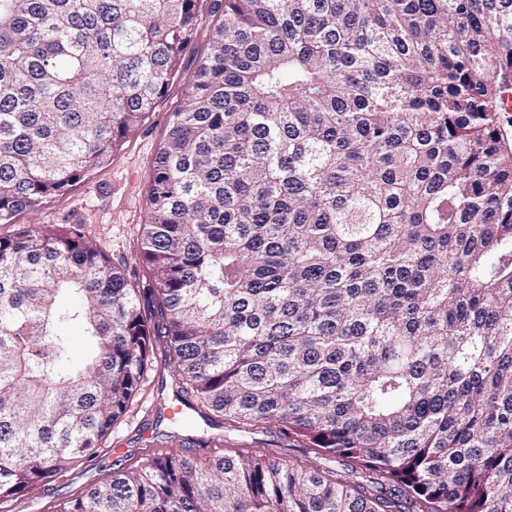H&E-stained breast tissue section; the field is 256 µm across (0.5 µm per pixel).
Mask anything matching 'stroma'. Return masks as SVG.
I'll return each instance as SVG.
<instances>
[{"instance_id":"obj_1","label":"stroma","mask_w":512,"mask_h":512,"mask_svg":"<svg viewBox=\"0 0 512 512\" xmlns=\"http://www.w3.org/2000/svg\"><path fill=\"white\" fill-rule=\"evenodd\" d=\"M197 12L196 34L182 55L176 78L142 124L123 139L111 163L95 169L83 182L47 199L40 207L20 212L11 223L0 224V237L12 236L20 227L33 224L75 226L113 264L124 268L129 280L145 284L146 270L137 255L155 159L168 136L172 114L183 105L198 65L209 51L212 34L222 20V11L214 0H198ZM152 359L139 397L113 424L96 456L15 499L10 504L11 512H54L56 504L85 493L112 472L140 466L146 458L179 446L188 438L199 439V446L192 449L198 457L217 452L245 454L258 448L278 462L330 471L346 469L347 459L317 455L300 439L275 426L254 433L228 429L223 445L204 446L211 428L199 418L193 427L184 428L170 417L169 410L177 403L175 379L164 366L161 347H154Z\"/></svg>"}]
</instances>
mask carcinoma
I'll return each instance as SVG.
<instances>
[{
	"mask_svg": "<svg viewBox=\"0 0 512 512\" xmlns=\"http://www.w3.org/2000/svg\"><path fill=\"white\" fill-rule=\"evenodd\" d=\"M198 0H0V223L108 163ZM512 0H224L155 160L139 261L0 238V505L96 453L155 337L217 430L54 512H512ZM75 345L90 348L67 364Z\"/></svg>",
	"mask_w": 512,
	"mask_h": 512,
	"instance_id": "obj_1",
	"label": "carcinoma"
}]
</instances>
